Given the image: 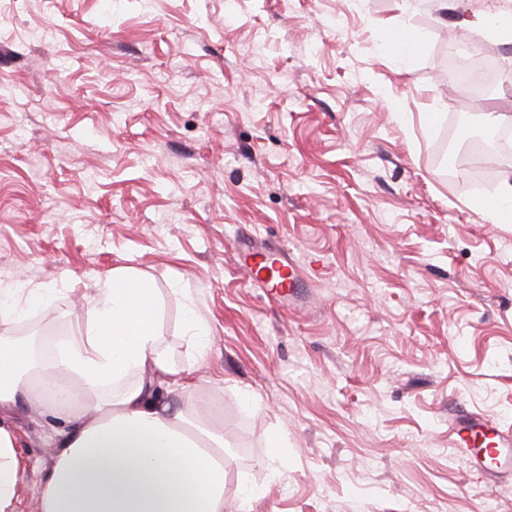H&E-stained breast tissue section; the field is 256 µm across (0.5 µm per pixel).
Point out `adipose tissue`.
<instances>
[{
    "label": "adipose tissue",
    "mask_w": 512,
    "mask_h": 512,
    "mask_svg": "<svg viewBox=\"0 0 512 512\" xmlns=\"http://www.w3.org/2000/svg\"><path fill=\"white\" fill-rule=\"evenodd\" d=\"M384 48L400 68L423 48L409 29L387 27ZM47 288H9L0 327L49 305ZM162 300L130 267L97 281L89 317L43 360L0 336V512H16L24 470L9 417L25 395L57 414L39 483V512H224V417L172 409L155 381L175 375L158 349Z\"/></svg>",
    "instance_id": "1"
}]
</instances>
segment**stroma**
<instances>
[{
	"mask_svg": "<svg viewBox=\"0 0 512 512\" xmlns=\"http://www.w3.org/2000/svg\"><path fill=\"white\" fill-rule=\"evenodd\" d=\"M456 19L436 0H0V289L56 291L11 335H75L80 298L133 267L191 387L161 385L223 411L224 512H512V482L474 474L448 428L463 409L512 430V224L448 169L473 168L512 92L462 109L437 67ZM386 20L425 37L409 70ZM241 236L312 262L295 305L251 285ZM10 424L16 509L37 512L51 429L33 403ZM182 293L187 301L183 312V330L184 334L189 337L197 360L202 358L207 351L211 329L208 321L193 306V298L189 289H182Z\"/></svg>",
	"mask_w": 512,
	"mask_h": 512,
	"instance_id": "obj_1",
	"label": "stroma"
}]
</instances>
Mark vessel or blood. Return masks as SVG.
Segmentation results:
<instances>
[{
    "label": "vessel or blood",
    "instance_id": "vessel-or-blood-1",
    "mask_svg": "<svg viewBox=\"0 0 512 512\" xmlns=\"http://www.w3.org/2000/svg\"><path fill=\"white\" fill-rule=\"evenodd\" d=\"M239 264L248 273L263 275L265 288L275 301L292 300L301 288V265L290 253H269L247 245L238 248ZM456 447L465 449L472 469L486 479L512 475V435L496 419L467 411L448 418Z\"/></svg>",
    "mask_w": 512,
    "mask_h": 512
}]
</instances>
